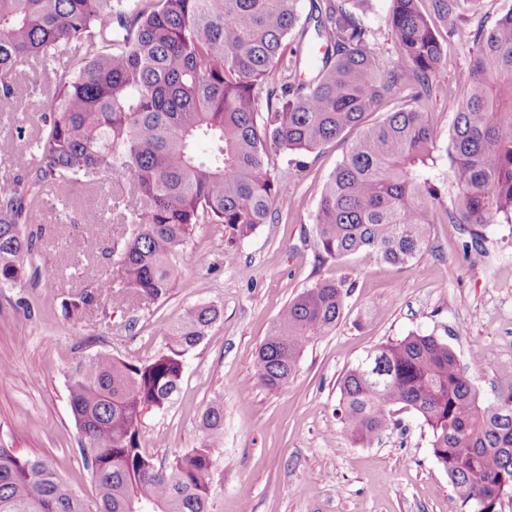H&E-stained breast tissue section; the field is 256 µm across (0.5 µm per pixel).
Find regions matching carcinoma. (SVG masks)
Wrapping results in <instances>:
<instances>
[{"label": "carcinoma", "instance_id": "1", "mask_svg": "<svg viewBox=\"0 0 512 512\" xmlns=\"http://www.w3.org/2000/svg\"><path fill=\"white\" fill-rule=\"evenodd\" d=\"M0 0V113L18 106L13 76L33 61L50 75L36 149L0 193V284L39 274L25 227L46 192L110 182L124 224L119 282L98 280L64 303L77 316L112 289L141 305L164 297L176 259L198 224H222L233 247L278 219L281 180L271 152L307 155L359 130L325 182L315 216L318 257L379 258L403 267L426 248L445 209L478 248L483 229L512 223V7L469 40V63L449 135L450 179L437 177L436 136L426 112L460 36L470 0H392L385 59L362 16L371 0ZM404 104L377 122L389 97ZM348 289L321 280L280 312L256 371L281 390L305 348L331 333ZM219 317L213 305L162 322L165 349L131 363L97 352L69 370L79 452L95 483L80 497L46 459H19L0 441V512H219L213 450L224 440V405L201 416L202 444L156 464L140 446L143 420L169 406L185 356ZM336 414L367 445L415 410L453 486L456 512H496L512 493V367L483 403L454 350L432 335L380 345L340 380Z\"/></svg>", "mask_w": 512, "mask_h": 512}]
</instances>
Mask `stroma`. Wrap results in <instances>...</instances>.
<instances>
[{
	"instance_id": "stroma-1",
	"label": "stroma",
	"mask_w": 512,
	"mask_h": 512,
	"mask_svg": "<svg viewBox=\"0 0 512 512\" xmlns=\"http://www.w3.org/2000/svg\"><path fill=\"white\" fill-rule=\"evenodd\" d=\"M511 7L512 0H477L461 21L463 36L452 42L427 107L440 149L448 147L462 96L455 77L469 62L466 37ZM15 79L23 96L17 114H0V181L17 177L28 160L10 135L18 126L35 131L39 114L31 90L47 81L34 64ZM348 146L345 139L324 145L305 157L300 171L286 155L274 156L283 181L278 222L261 225L231 249L223 225H197L157 303L137 308L112 295L78 318L66 317L64 301L117 276L118 252L131 227L112 219L111 185L49 191L33 230L39 263L53 276L0 286V358L11 365L0 376V438L19 457L52 461L92 497L69 405V369L96 352L148 361L165 347L159 321L174 323L188 309L212 304L220 318L186 356L179 392L144 420L140 445L155 461L198 447L202 412L219 399L220 512H448L453 487L420 417L401 410L397 426L371 445L353 444L336 416L339 383L381 343L432 334L455 351L481 395L492 398L501 368L512 365V223L490 226L481 250L471 249L469 235L447 219L445 209L456 199L451 193L411 266L355 256L318 260L319 194ZM95 217L99 247L91 251L84 223ZM320 279L350 289L339 322L307 346L287 389L269 390L256 375L257 350L288 302Z\"/></svg>"
}]
</instances>
